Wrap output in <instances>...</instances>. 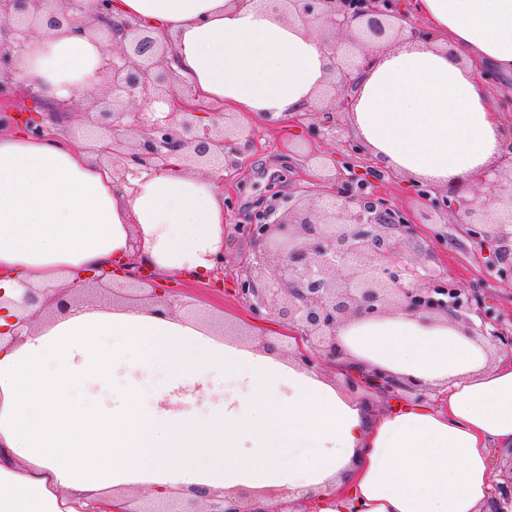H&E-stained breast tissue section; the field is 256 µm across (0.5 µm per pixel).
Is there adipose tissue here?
Returning <instances> with one entry per match:
<instances>
[{
	"mask_svg": "<svg viewBox=\"0 0 512 512\" xmlns=\"http://www.w3.org/2000/svg\"><path fill=\"white\" fill-rule=\"evenodd\" d=\"M435 34L375 52L351 125L374 157L444 187L488 168L506 138L487 71L512 77V0H415ZM169 38L178 75L246 118L306 112L328 81L316 26L232 0H117ZM95 38L52 32L14 68L45 102L100 80ZM218 171L179 159L114 179L96 155L20 130L0 131V327L32 328L0 346V512H83L120 486L279 489L265 512H485L495 454L512 448V358L493 356L454 320L404 310L338 327L347 362L442 387L444 408L372 409L298 361L208 337L147 307L72 302L42 319L26 289L70 288L141 240L160 275L205 278L224 248ZM163 377L151 402L138 372ZM230 387L215 401L210 383Z\"/></svg>",
	"mask_w": 512,
	"mask_h": 512,
	"instance_id": "adipose-tissue-1",
	"label": "adipose tissue"
}]
</instances>
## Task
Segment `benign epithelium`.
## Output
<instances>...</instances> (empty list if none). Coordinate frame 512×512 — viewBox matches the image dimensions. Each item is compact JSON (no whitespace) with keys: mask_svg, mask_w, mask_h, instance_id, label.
Returning <instances> with one entry per match:
<instances>
[{"mask_svg":"<svg viewBox=\"0 0 512 512\" xmlns=\"http://www.w3.org/2000/svg\"><path fill=\"white\" fill-rule=\"evenodd\" d=\"M51 0H0V130L22 127L36 138L52 136V127L69 123L75 113L65 100L53 104L45 119L19 123L13 103L20 95L21 81L13 62L25 51L29 32L40 27L47 32L66 30L82 36H97L106 43L101 63L102 93L93 98L91 127L99 159L112 169V176L138 166L163 170L178 156L185 168L233 167L235 158L254 147L253 128L212 112V104L192 90L172 67L169 42L137 21L112 18L114 0H60L62 7L50 11ZM296 6L305 24L318 25L331 50V80L320 97L322 123L307 125L309 137L322 140L333 134L336 117L347 115L354 104L353 92L361 71L369 69L374 55L368 43L396 46L402 40L431 38V32L410 23L399 0H271ZM155 102L168 107L163 116L149 119L144 109ZM305 161L316 173L306 195L283 200L264 196L252 223L240 226L252 245V255L239 266L238 294L259 314L266 312L288 323L294 335L296 358L313 367L326 366L341 356L336 328L355 315H380L392 308L430 317L446 316L466 325L473 336L492 343H512L500 332L487 333L470 318L469 293L426 284L415 266L399 248V238L412 233L406 214L360 186L337 192L345 178L339 161L311 149ZM419 196L450 212L458 224L478 225L473 236L505 244L512 240V134L495 164L467 182L452 183L437 193L419 185ZM493 208L497 219L486 220ZM124 276L114 279L103 273L90 280L96 288L113 283L112 295L133 290L140 299L174 312L177 301L165 298L157 288L146 291L151 275L137 265L136 254L126 256ZM344 385L351 391L372 389L383 397L406 390L420 401L428 388L418 381L399 382L391 374L374 371L361 376L342 370ZM501 467L502 482L496 484L495 512H512V449ZM205 499L201 512H257L241 508L220 494L199 491ZM195 504L180 493L166 500L149 498L134 510L124 512H192Z\"/></svg>","mask_w":512,"mask_h":512,"instance_id":"benign-epithelium-1","label":"benign epithelium"}]
</instances>
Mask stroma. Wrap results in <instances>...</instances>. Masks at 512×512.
I'll return each mask as SVG.
<instances>
[{
    "mask_svg": "<svg viewBox=\"0 0 512 512\" xmlns=\"http://www.w3.org/2000/svg\"><path fill=\"white\" fill-rule=\"evenodd\" d=\"M305 138L306 130L300 124L277 129L258 126L257 146L246 163L221 178L226 257L223 284L210 278L166 281L173 295L208 314L204 327L215 339L225 340V327H236L242 331L237 344L253 349L258 338L288 333L283 320L273 315L254 316L237 294L238 263L251 252L238 227L249 223L268 184H275L282 194L294 197L309 185L310 173L302 157L288 150L289 142ZM350 163L360 169L367 190L378 192L410 215L414 232L404 237L400 246L421 273L437 282L465 288L474 297V323L512 337V282L503 281L491 266L496 244H481L468 235L465 226L449 223L447 215L423 202L406 179L372 177L358 157L351 158Z\"/></svg>",
    "mask_w": 512,
    "mask_h": 512,
    "instance_id": "stroma-1",
    "label": "stroma"
}]
</instances>
